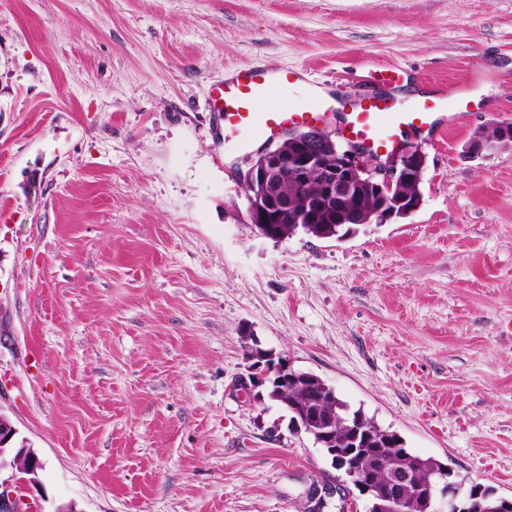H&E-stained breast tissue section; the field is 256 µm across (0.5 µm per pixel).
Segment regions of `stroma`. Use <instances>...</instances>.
Returning a JSON list of instances; mask_svg holds the SVG:
<instances>
[{"mask_svg": "<svg viewBox=\"0 0 512 512\" xmlns=\"http://www.w3.org/2000/svg\"><path fill=\"white\" fill-rule=\"evenodd\" d=\"M445 104L422 204L339 241L266 238L219 140L233 70ZM512 0H0V407L45 512H309L342 476L251 380V345L407 448L512 496ZM512 148V122H494L479 131L469 142L466 153L478 157L497 149Z\"/></svg>", "mask_w": 512, "mask_h": 512, "instance_id": "stroma-1", "label": "stroma"}]
</instances>
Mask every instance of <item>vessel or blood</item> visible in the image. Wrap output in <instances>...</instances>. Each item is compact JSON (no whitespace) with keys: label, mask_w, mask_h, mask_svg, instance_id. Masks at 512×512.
<instances>
[{"label":"vessel or blood","mask_w":512,"mask_h":512,"mask_svg":"<svg viewBox=\"0 0 512 512\" xmlns=\"http://www.w3.org/2000/svg\"><path fill=\"white\" fill-rule=\"evenodd\" d=\"M295 74L290 70L279 71L270 76L268 70L258 67H245L234 71L223 81L214 83L210 90V110L214 114L216 131L219 135L237 131L249 125L256 128L264 141L272 142L288 128L314 126L324 119L320 112H297L288 110L272 114L258 111L256 105L271 82L281 85L292 84ZM337 104L343 108L342 123L347 137L366 146L369 150L379 151L372 131L382 119L384 109L372 104L357 111H348L345 98H338Z\"/></svg>","instance_id":"b4317fda"}]
</instances>
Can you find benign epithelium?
Here are the masks:
<instances>
[{"mask_svg": "<svg viewBox=\"0 0 512 512\" xmlns=\"http://www.w3.org/2000/svg\"><path fill=\"white\" fill-rule=\"evenodd\" d=\"M337 131L328 125L283 133L281 142L268 147L241 173L251 187L248 212L251 224L265 237H272L275 224L287 222L296 227L315 224L327 207L335 208L332 219L337 224H385L407 217L421 206V198L408 191L423 178L426 154L418 145L399 144L391 151L369 153L355 144L336 139ZM512 148V122H494L476 133L466 153L478 157L497 149ZM319 175L316 191H306L293 207L280 195L277 183L289 178L300 184L308 175ZM253 368L272 382L299 384L300 377L285 360L270 355L259 359ZM299 419L297 429L312 434L328 456L336 458V416L330 412L308 415L294 408ZM18 430L11 417L0 407V512H25L31 505V488L39 483V459L26 440H18ZM378 441V436L355 429L341 458H354ZM354 487L363 497L379 500L383 512H461L460 500L478 496L482 488L448 482L445 474L418 481L408 469L389 467L382 478L376 471L350 470ZM447 501L448 510L438 507Z\"/></svg>", "mask_w": 512, "mask_h": 512, "instance_id": "1", "label": "benign epithelium"}]
</instances>
